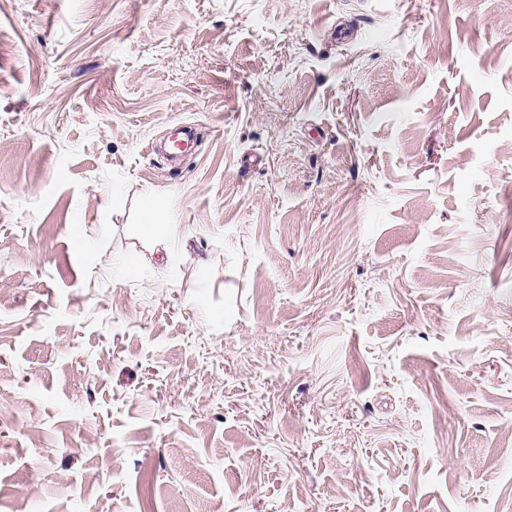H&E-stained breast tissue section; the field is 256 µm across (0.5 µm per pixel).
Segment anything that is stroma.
Instances as JSON below:
<instances>
[{"mask_svg":"<svg viewBox=\"0 0 512 512\" xmlns=\"http://www.w3.org/2000/svg\"><path fill=\"white\" fill-rule=\"evenodd\" d=\"M0 512H512V0H0ZM138 230L145 239H153L166 224H158V208L152 196H146L141 205V216Z\"/></svg>","mask_w":512,"mask_h":512,"instance_id":"obj_1","label":"stroma"}]
</instances>
